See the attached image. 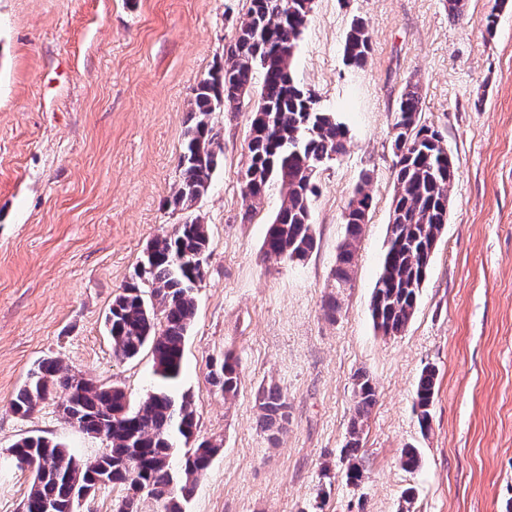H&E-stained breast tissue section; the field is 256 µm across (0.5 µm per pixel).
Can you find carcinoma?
<instances>
[{
  "mask_svg": "<svg viewBox=\"0 0 512 512\" xmlns=\"http://www.w3.org/2000/svg\"><path fill=\"white\" fill-rule=\"evenodd\" d=\"M313 0H248L247 11L215 67L193 89L190 121L184 131L180 177L168 203L190 210L207 193L223 147L211 122L213 113L249 109L248 155L242 171V194L251 204L276 184L284 196L268 224L262 243L267 259L303 263L317 246L312 220L316 196L315 162L334 160L346 152L348 130L335 113L321 109L314 92L299 86L293 62ZM370 52V36L355 19L346 35L344 61L356 68ZM421 95L406 85L394 115V179L392 205L397 224L387 233L382 267L371 295V317L384 336H398L411 322L430 269L422 254L441 237L448 223V191L455 180L456 161H448L442 134L420 121ZM372 207L367 183L357 185L345 213V235L338 246L335 288L350 287L355 243ZM208 226L188 217L169 233L156 237L135 273L112 301L107 316L113 353L133 359L150 348L157 386L136 407L118 385H98L67 368L56 358H44L29 372L11 402V409L29 415L39 402L54 397L68 403L75 428L101 440L100 452L77 458L62 443L30 435L12 445L17 467L31 471L21 512H75L81 492L99 485L123 488L116 512H139L141 495L157 503V512H182L195 481L209 467L218 447L201 440L187 450L178 469L170 467L182 445L196 437V411L188 393L176 390L181 377L185 341L196 313L195 290L204 277ZM239 361L230 353L212 363L207 381L228 398L239 381ZM435 370L420 373L414 411L421 431L431 428ZM354 415L345 455L346 479L362 481L357 463L364 424L377 402L372 379L355 378ZM261 427L270 430L288 419V402L281 391L257 392Z\"/></svg>",
  "mask_w": 512,
  "mask_h": 512,
  "instance_id": "obj_1",
  "label": "carcinoma"
}]
</instances>
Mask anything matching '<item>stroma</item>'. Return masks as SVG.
I'll return each mask as SVG.
<instances>
[{"mask_svg": "<svg viewBox=\"0 0 512 512\" xmlns=\"http://www.w3.org/2000/svg\"><path fill=\"white\" fill-rule=\"evenodd\" d=\"M493 4L465 0L453 20L446 0H314L294 76L350 143L317 175L318 246L305 263L264 258L281 194L270 187L249 209L247 114H213L224 153L193 208L210 247L178 389L192 396L200 438L220 449L184 512H313L322 485V512H399L408 490L413 512H512V5ZM246 10V0H0V512H20L30 485L9 453L19 438L42 435L82 459L101 448L61 419L54 399L13 413L38 361L119 384L134 405L156 382L150 351L114 355L106 316L149 242L186 218L167 199L189 100ZM356 18L371 49L351 68L343 46ZM409 83L458 172L415 315L385 337L369 304L394 195V111ZM364 181L373 206L332 318L323 303L343 216ZM228 352L240 382L226 398L205 376ZM427 366L437 381L424 434L413 402ZM360 371L378 398L364 478L351 485L342 449ZM271 383L289 411L274 435L256 403ZM408 445L420 453L411 472L400 465Z\"/></svg>", "mask_w": 512, "mask_h": 512, "instance_id": "1", "label": "stroma"}]
</instances>
